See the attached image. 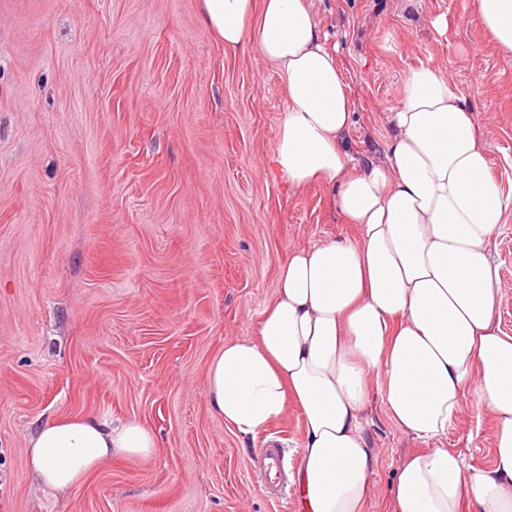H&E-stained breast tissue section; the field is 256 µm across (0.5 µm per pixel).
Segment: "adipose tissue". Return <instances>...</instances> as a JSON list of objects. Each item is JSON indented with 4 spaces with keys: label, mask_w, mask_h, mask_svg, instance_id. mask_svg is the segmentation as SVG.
<instances>
[{
    "label": "adipose tissue",
    "mask_w": 512,
    "mask_h": 512,
    "mask_svg": "<svg viewBox=\"0 0 512 512\" xmlns=\"http://www.w3.org/2000/svg\"><path fill=\"white\" fill-rule=\"evenodd\" d=\"M504 57L512 0H475ZM228 48L252 42L284 76L271 161L290 188H332L353 239L291 249L255 336L228 340L206 371L215 413L252 436L297 409V512H363L374 450L365 408L422 440L391 487L392 512H512V336L495 323L501 292L492 239L512 211L449 74L411 69L381 158L345 149L354 101L313 0H201ZM495 423L477 469L437 442L465 406ZM153 432L92 415L45 422L29 443L43 490L66 492L115 457L149 456Z\"/></svg>",
    "instance_id": "obj_1"
}]
</instances>
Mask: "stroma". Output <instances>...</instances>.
Returning <instances> with one entry per match:
<instances>
[{"mask_svg": "<svg viewBox=\"0 0 512 512\" xmlns=\"http://www.w3.org/2000/svg\"><path fill=\"white\" fill-rule=\"evenodd\" d=\"M355 103L346 150L381 157L406 73L449 71L512 187V58L470 0H315ZM283 77L254 44L224 48L199 0H0V512H294L300 416L255 437L205 394L225 339H249L291 249L357 233L322 184L289 189L270 155ZM512 335V221L495 231ZM109 415L154 431L67 493L42 491L29 439L51 417ZM364 512L419 440L379 394ZM494 423L464 410L440 445L483 468ZM277 437L275 500L253 458Z\"/></svg>", "mask_w": 512, "mask_h": 512, "instance_id": "1", "label": "stroma"}]
</instances>
